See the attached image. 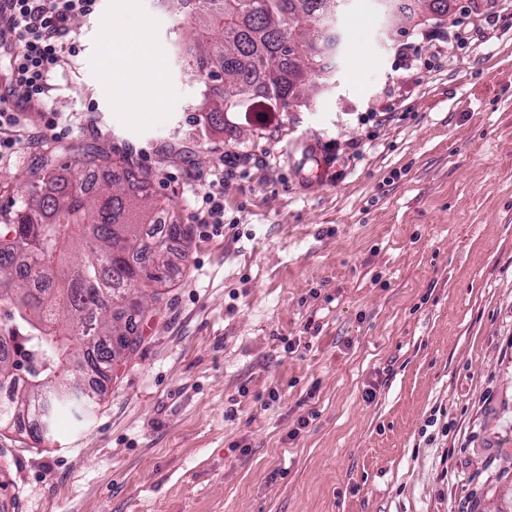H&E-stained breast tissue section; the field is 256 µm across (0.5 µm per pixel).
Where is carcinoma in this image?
I'll use <instances>...</instances> for the list:
<instances>
[{
	"instance_id": "obj_1",
	"label": "carcinoma",
	"mask_w": 512,
	"mask_h": 512,
	"mask_svg": "<svg viewBox=\"0 0 512 512\" xmlns=\"http://www.w3.org/2000/svg\"><path fill=\"white\" fill-rule=\"evenodd\" d=\"M331 0H167L169 12L191 15L175 41L182 64L200 86L204 128L224 133L228 113L247 112L256 99L283 112L323 82L327 67L308 44L288 43L336 16ZM218 82L225 92L211 95ZM236 103L228 104L227 91ZM70 177L47 162L28 172L30 192L18 205L0 207V430L28 420L34 438L53 433L61 412L91 405L82 385L61 390L70 361H83L95 385L99 368L134 349L135 317L160 302L159 287L174 260L186 258L189 224L168 223L148 171L120 158L122 179L89 193L84 179L110 167L108 157L87 153ZM163 224L166 235L153 227ZM125 342L112 346V337ZM27 380L13 376L21 362Z\"/></svg>"
}]
</instances>
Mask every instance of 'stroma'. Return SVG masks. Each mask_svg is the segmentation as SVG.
<instances>
[{
  "mask_svg": "<svg viewBox=\"0 0 512 512\" xmlns=\"http://www.w3.org/2000/svg\"><path fill=\"white\" fill-rule=\"evenodd\" d=\"M153 2L73 20L63 131L22 113L0 206L50 147L93 149L152 172L192 245L91 413L0 431V512H512V0L400 31L345 0L323 89L217 137L173 55L188 21ZM219 176L215 233L195 215Z\"/></svg>",
  "mask_w": 512,
  "mask_h": 512,
  "instance_id": "obj_1",
  "label": "stroma"
}]
</instances>
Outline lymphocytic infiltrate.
Instances as JSON below:
<instances>
[{"label": "lymphocytic infiltrate", "mask_w": 512, "mask_h": 512, "mask_svg": "<svg viewBox=\"0 0 512 512\" xmlns=\"http://www.w3.org/2000/svg\"><path fill=\"white\" fill-rule=\"evenodd\" d=\"M98 9V0H0V22L11 35L9 84L0 94V158L16 153L11 136L20 112L41 110L49 79L75 56L71 22Z\"/></svg>", "instance_id": "obj_1"}]
</instances>
